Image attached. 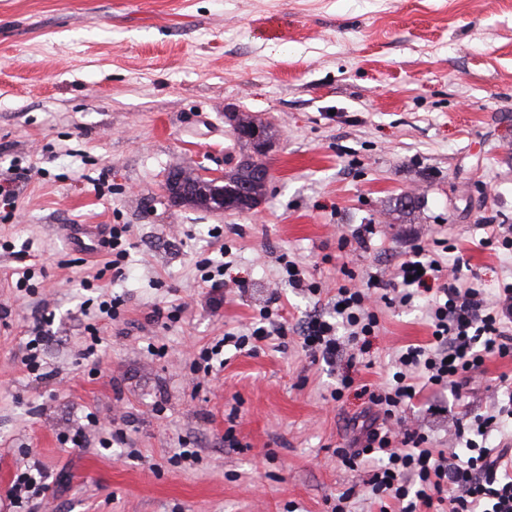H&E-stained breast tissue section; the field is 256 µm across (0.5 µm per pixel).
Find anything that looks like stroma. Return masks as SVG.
Masks as SVG:
<instances>
[{
	"label": "stroma",
	"instance_id": "obj_1",
	"mask_svg": "<svg viewBox=\"0 0 512 512\" xmlns=\"http://www.w3.org/2000/svg\"><path fill=\"white\" fill-rule=\"evenodd\" d=\"M240 112L276 130L266 198L248 213L171 205L173 168L243 157ZM1 182L15 199L0 222V512H326L349 488L351 512H378L367 470L335 456L365 407L356 389L331 399L337 366L292 335L225 350L208 377L191 367L271 291L289 323L328 313L277 284L284 253L332 289L347 268L390 278L413 242L442 238L480 287L512 279V256L477 244L480 224L512 225V0H0ZM78 224L129 225L122 277L99 276L107 256ZM358 224L376 225L370 247L340 250ZM226 244L246 291L200 282L196 260ZM105 295L115 318L96 315ZM427 304L382 309L360 383L429 340ZM484 369L439 395L434 447L453 418L507 402L494 379L512 358ZM187 441L197 462L172 463ZM35 462L48 491L12 510L5 492Z\"/></svg>",
	"mask_w": 512,
	"mask_h": 512
}]
</instances>
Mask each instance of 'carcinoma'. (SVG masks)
<instances>
[{
  "instance_id": "cac0c4a2",
  "label": "carcinoma",
  "mask_w": 512,
  "mask_h": 512,
  "mask_svg": "<svg viewBox=\"0 0 512 512\" xmlns=\"http://www.w3.org/2000/svg\"><path fill=\"white\" fill-rule=\"evenodd\" d=\"M238 126L235 128L236 141L240 144H252L251 136L253 130L257 129L263 137L270 141L274 137L273 126L262 120L243 113L237 116ZM268 163L258 151L247 156L235 167L224 172V182L217 185L204 184L198 187L195 196L189 200L177 201L173 198L169 202L174 206H183L185 204L202 209H209V196L217 190L224 192V198L228 200H237L241 195L248 196V207L252 208L261 201L267 194V187L270 178L266 176Z\"/></svg>"
}]
</instances>
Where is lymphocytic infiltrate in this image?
<instances>
[{
  "mask_svg": "<svg viewBox=\"0 0 512 512\" xmlns=\"http://www.w3.org/2000/svg\"><path fill=\"white\" fill-rule=\"evenodd\" d=\"M463 259L446 262L422 245L395 267V279L378 274L366 281L339 285L332 314L314 315L297 329L312 360L343 361L332 400H341L361 369L370 368L368 338L380 328V307L407 306L422 292H433L427 306L431 339L398 351L387 377L369 390L372 418L354 447L337 449L352 469L370 466L369 494L380 512H512V450L484 446L489 435L504 432L512 420V399L497 410L453 423V435L467 453L430 445L426 424L407 417L423 394L459 390L481 373L488 356H512V281L495 296L462 278ZM288 322L271 293L250 327L225 332L220 344L199 353L197 369L211 374L223 347L258 352L284 340Z\"/></svg>",
  "mask_w": 512,
  "mask_h": 512,
  "instance_id": "lymphocytic-infiltrate-1",
  "label": "lymphocytic infiltrate"
}]
</instances>
